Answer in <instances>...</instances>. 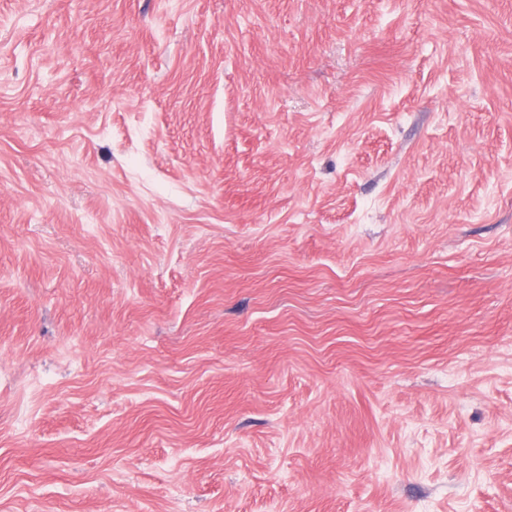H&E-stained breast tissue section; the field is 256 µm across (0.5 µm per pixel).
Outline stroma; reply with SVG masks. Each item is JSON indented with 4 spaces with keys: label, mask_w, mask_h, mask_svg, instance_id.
Listing matches in <instances>:
<instances>
[{
    "label": "stroma",
    "mask_w": 512,
    "mask_h": 512,
    "mask_svg": "<svg viewBox=\"0 0 512 512\" xmlns=\"http://www.w3.org/2000/svg\"><path fill=\"white\" fill-rule=\"evenodd\" d=\"M0 512H512V0H0Z\"/></svg>",
    "instance_id": "1"
}]
</instances>
